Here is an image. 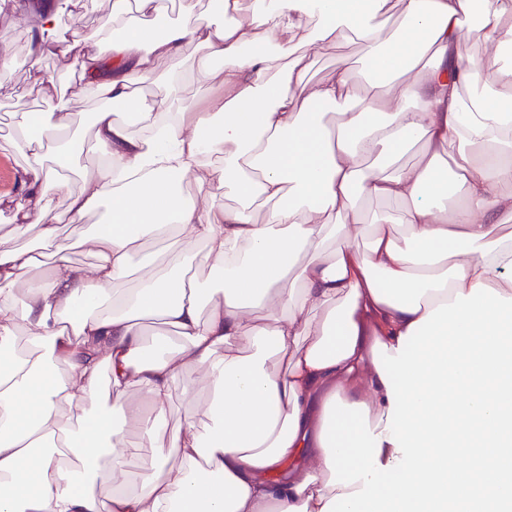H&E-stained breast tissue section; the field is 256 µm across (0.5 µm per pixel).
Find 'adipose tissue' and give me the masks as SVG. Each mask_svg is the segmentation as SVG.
<instances>
[{
  "mask_svg": "<svg viewBox=\"0 0 512 512\" xmlns=\"http://www.w3.org/2000/svg\"><path fill=\"white\" fill-rule=\"evenodd\" d=\"M24 9L42 53L80 63L105 161L57 213L70 101L33 71L47 108L12 115V231L47 245L109 212L75 242L91 268L0 249V512H512V0H186L161 29L165 0H112L65 46L51 0ZM353 39L362 73L308 79L310 47ZM190 46L221 77L202 107L157 68ZM215 172L237 205L183 196ZM200 248L219 287L187 276ZM151 316L177 342L146 343ZM178 384L203 387L205 422L128 477L125 427L161 425Z\"/></svg>",
  "mask_w": 512,
  "mask_h": 512,
  "instance_id": "1",
  "label": "adipose tissue"
}]
</instances>
